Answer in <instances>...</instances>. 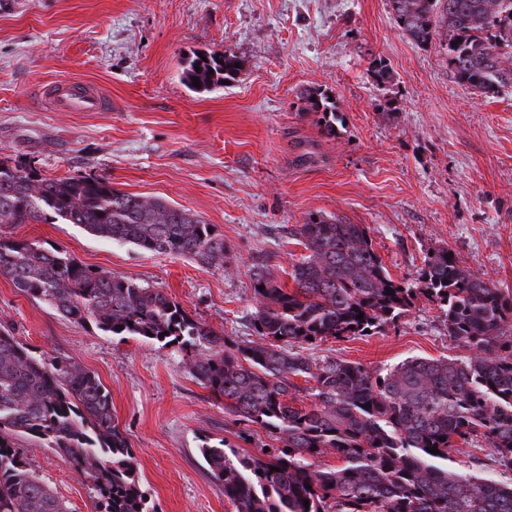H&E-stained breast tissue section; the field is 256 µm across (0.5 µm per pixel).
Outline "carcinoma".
<instances>
[{"label": "carcinoma", "instance_id": "obj_1", "mask_svg": "<svg viewBox=\"0 0 512 512\" xmlns=\"http://www.w3.org/2000/svg\"><path fill=\"white\" fill-rule=\"evenodd\" d=\"M390 6L418 45L447 31L457 42L448 47V69L460 83L485 95L512 84V0ZM236 63L195 52L183 58L181 75L209 91ZM299 100L323 135L336 136L344 117L326 92L309 89ZM54 219L144 252L205 265L224 257V237L187 209L122 192L103 176L47 178L0 162V224ZM291 236L307 251L289 273L294 288L269 269L255 274L256 339L246 344L192 318L165 292L54 247L0 235V276L72 322L175 347L189 374L224 399L226 413L282 444L257 455L228 450L222 439L199 448L235 512H512V483L448 468L452 453L480 437L495 449L494 462L512 470V294L446 258V247L425 256L413 282L396 281L369 227L337 216L312 213ZM421 297L443 310L463 356L412 357L383 370L299 350L378 334ZM302 388L312 398L303 408L294 405ZM20 436L54 449L87 479L95 512H149L133 451L112 420L110 392L72 362L32 352L1 323L0 512H67L36 464L18 456ZM433 446L439 453L427 451ZM328 453L341 465L316 468L313 459Z\"/></svg>", "mask_w": 512, "mask_h": 512}]
</instances>
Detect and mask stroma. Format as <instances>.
I'll return each instance as SVG.
<instances>
[{"instance_id":"1","label":"stroma","mask_w":512,"mask_h":512,"mask_svg":"<svg viewBox=\"0 0 512 512\" xmlns=\"http://www.w3.org/2000/svg\"><path fill=\"white\" fill-rule=\"evenodd\" d=\"M446 40L416 45L388 0H0V160L166 200L214 225L225 251L203 265L59 220L6 232L162 290L240 343L254 338L255 269L272 267L293 288L303 248L290 230L311 213L367 225L394 279L413 281L445 246L512 292V86L487 96L459 84ZM194 51L234 55L241 67L228 84L195 91L180 78ZM375 59L391 81L373 80ZM64 79L95 83L108 110L51 111L42 90ZM309 88L327 90L344 116L335 138L302 114ZM1 320L36 353L99 376L155 512H233L203 440L256 454L270 439L225 413L178 350L71 322L0 276ZM303 352L378 369L462 350L421 298L381 334ZM15 448L69 512H91L92 490L57 452L30 437Z\"/></svg>"}]
</instances>
